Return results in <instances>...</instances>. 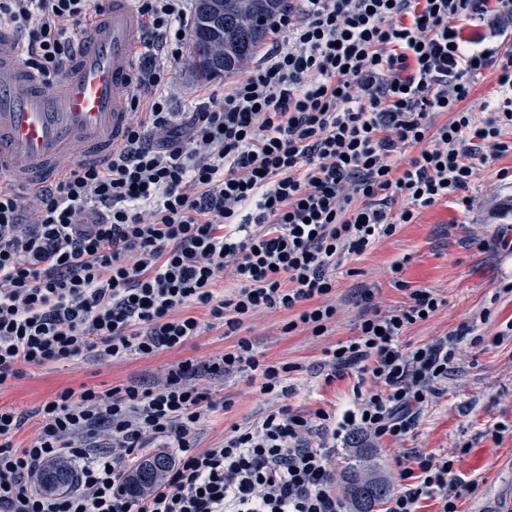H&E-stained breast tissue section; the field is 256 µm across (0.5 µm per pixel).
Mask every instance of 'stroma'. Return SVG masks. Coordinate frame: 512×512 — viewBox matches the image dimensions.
I'll use <instances>...</instances> for the list:
<instances>
[{
    "label": "stroma",
    "mask_w": 512,
    "mask_h": 512,
    "mask_svg": "<svg viewBox=\"0 0 512 512\" xmlns=\"http://www.w3.org/2000/svg\"><path fill=\"white\" fill-rule=\"evenodd\" d=\"M170 77L173 108L178 112L190 111L202 89H217L224 83L220 77L201 80L187 59L172 66ZM503 167H512V155L481 167L470 189L476 198L471 211L462 213L440 202L374 249L345 262L336 272V319L323 336L284 333L282 315L258 314L244 320L238 335L213 328L183 348L151 358L130 356L101 363L87 357L68 365L30 369L0 391V406L29 416L62 389L86 385L104 391L131 381L146 382L180 360L203 361L222 353L243 336L266 362L294 365L288 375L291 393L287 398L294 409H345L353 399L357 378L351 375L325 383L322 350L355 335L359 312L355 296L361 284L374 285L376 299L384 307L404 304L406 294L382 274L384 267L401 259L405 262L402 278L410 287L436 290L447 301L428 321L410 326L402 344L430 343L472 320L478 326L465 341L453 371L438 384L416 428L398 441L364 440V447L373 451L372 470L395 490L399 487L397 457L402 452L444 455L463 442L487 448L493 457L488 465L470 467L465 454L454 465L456 474L473 486L459 499L458 512H512V337L500 344L492 341L512 321V294L501 290L512 281V254L494 249L498 233L512 227V183L498 178ZM483 313L489 316L484 323L479 320ZM258 385L246 372L225 377L224 397L231 406L204 423L201 447L212 446L233 426L254 423L264 415L268 404Z\"/></svg>",
    "instance_id": "stroma-1"
}]
</instances>
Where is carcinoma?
I'll use <instances>...</instances> for the list:
<instances>
[{"label": "carcinoma", "mask_w": 512, "mask_h": 512, "mask_svg": "<svg viewBox=\"0 0 512 512\" xmlns=\"http://www.w3.org/2000/svg\"><path fill=\"white\" fill-rule=\"evenodd\" d=\"M283 0H224V24L212 29L202 16H197L191 36V59L197 74L211 79L234 72L250 62L257 54L269 20L278 14ZM369 448L356 453L358 463L342 472L345 496L354 512H372L376 503L387 498L388 482L367 475ZM170 464L169 457L158 454L144 463L128 480L127 489L139 494L147 489ZM73 473L65 465L53 466L44 473V483L50 489L65 481L72 482Z\"/></svg>", "instance_id": "obj_1"}]
</instances>
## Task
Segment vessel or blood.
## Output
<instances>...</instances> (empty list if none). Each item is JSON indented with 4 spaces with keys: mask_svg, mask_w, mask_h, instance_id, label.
Here are the masks:
<instances>
[{
    "mask_svg": "<svg viewBox=\"0 0 512 512\" xmlns=\"http://www.w3.org/2000/svg\"><path fill=\"white\" fill-rule=\"evenodd\" d=\"M143 45L131 0H111L78 40L64 78L46 85L0 25V184L36 190L77 161L104 163L123 141Z\"/></svg>",
    "mask_w": 512,
    "mask_h": 512,
    "instance_id": "obj_1",
    "label": "vessel or blood"
}]
</instances>
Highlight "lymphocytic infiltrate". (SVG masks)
Instances as JSON below:
<instances>
[{"mask_svg": "<svg viewBox=\"0 0 512 512\" xmlns=\"http://www.w3.org/2000/svg\"><path fill=\"white\" fill-rule=\"evenodd\" d=\"M99 7L0 0V24L53 83ZM135 10L148 51L108 164H78L29 194L0 185V390L32 367L153 357L208 326L237 335L259 313L283 314V332L322 336L345 260L437 203L473 209L479 166L512 154V50L464 34L487 22L505 34L512 0H284L271 48L184 117L167 75L186 54L193 0H135ZM488 70L500 97L473 109ZM403 269L390 265L404 305L382 309L361 288L356 335L324 351L326 382H372L354 386L344 413L285 404L291 365L259 359L237 335L149 385L59 391L36 409L26 446L15 441L25 417L1 406L0 512H347L324 439H402L474 330L403 346L406 329L446 304L409 288ZM247 371L272 409L199 448L202 425L229 406L225 376ZM155 448L169 450L170 465L132 496L125 478ZM58 462L72 484L40 488L42 467ZM397 464L402 487L387 512H418L424 498L458 512L468 487L453 455L411 451Z\"/></svg>", "mask_w": 512, "mask_h": 512, "instance_id": "obj_1", "label": "lymphocytic infiltrate"}]
</instances>
